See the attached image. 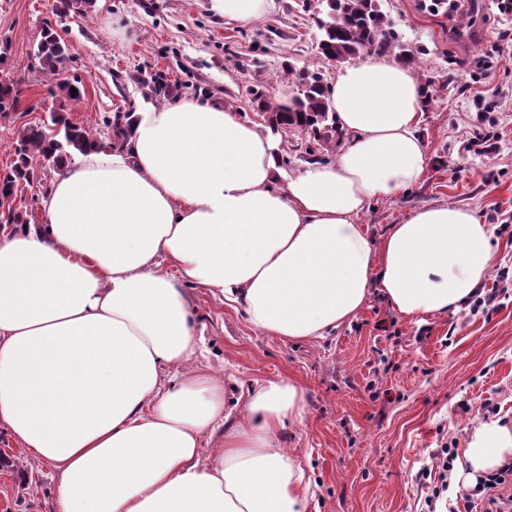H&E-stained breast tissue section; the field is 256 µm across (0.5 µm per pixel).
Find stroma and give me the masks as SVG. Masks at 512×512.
Instances as JSON below:
<instances>
[{"label":"stroma","mask_w":512,"mask_h":512,"mask_svg":"<svg viewBox=\"0 0 512 512\" xmlns=\"http://www.w3.org/2000/svg\"><path fill=\"white\" fill-rule=\"evenodd\" d=\"M498 4L460 0L444 18L422 0H382L403 43L419 51L417 77L437 88L417 126L431 162L417 186L395 200L373 199L360 218L379 239L424 205L473 210L494 229L496 261L484 283L496 291L493 302L416 322L373 290L350 323L290 342L255 328L243 308L186 287L205 328L206 360L223 369L229 400L266 379L303 386L304 419L280 439L312 478L307 512H460L467 473H451L447 491L430 497L440 449L463 450L479 422L512 423V15ZM315 12L306 0H272L241 26L215 17L209 0H96L87 15L69 18L55 16L51 0H0V39L22 66L43 25L58 29L67 71L88 90L84 102L63 103L72 122L97 128L103 117L150 108L131 80L141 71L256 125L252 90L296 92L286 64L335 77L336 64L317 53ZM22 103L0 119V170L14 160L17 128L54 106L30 73ZM50 473L0 426V512H52Z\"/></svg>","instance_id":"stroma-1"}]
</instances>
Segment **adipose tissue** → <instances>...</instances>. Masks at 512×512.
<instances>
[{
    "instance_id": "ef3b65f1",
    "label": "adipose tissue",
    "mask_w": 512,
    "mask_h": 512,
    "mask_svg": "<svg viewBox=\"0 0 512 512\" xmlns=\"http://www.w3.org/2000/svg\"><path fill=\"white\" fill-rule=\"evenodd\" d=\"M329 107L344 147L289 178L271 137L218 102L136 113L123 148L54 178L43 224L0 232V425L52 468L54 512H307L310 478L279 442L303 388L266 380L228 411L185 283L288 341L348 323L373 287L420 321L478 294L494 232L470 209L421 206L378 240L359 222L429 164L412 68L345 66ZM511 461L512 426L490 420L457 466Z\"/></svg>"
}]
</instances>
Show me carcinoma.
<instances>
[{"label": "carcinoma", "instance_id": "cac0c4a2", "mask_svg": "<svg viewBox=\"0 0 512 512\" xmlns=\"http://www.w3.org/2000/svg\"><path fill=\"white\" fill-rule=\"evenodd\" d=\"M96 0H52V10L66 17L73 13L83 16L92 11ZM316 22L322 31L317 46L319 56L329 62L343 64L370 55H395L400 62L410 65L415 52L401 47L398 34L377 0H318ZM69 48L58 31L47 25L29 54L24 66L30 73L45 75L51 81L49 94L53 98L79 103L86 99L87 90L78 79L65 76ZM288 74L296 76L297 94L292 106L280 109L263 90L251 91L257 114L263 121V132L273 138L302 134L322 145L343 137L328 105L329 81L323 71L306 68L298 71L288 67ZM131 79L143 90L145 98L154 102L175 96L178 86L160 75L150 77L137 73ZM24 77H0V116L18 111ZM77 94L71 93V88ZM132 123L131 113L117 112L103 118L102 127L91 130L70 121L57 110L48 112V118L38 123H26L15 139L16 160L10 168L0 172V219L5 224H28L26 211L16 204L21 184L28 185L41 179L46 169L62 171L74 156L94 147L110 148L124 141Z\"/></svg>", "mask_w": 512, "mask_h": 512}]
</instances>
